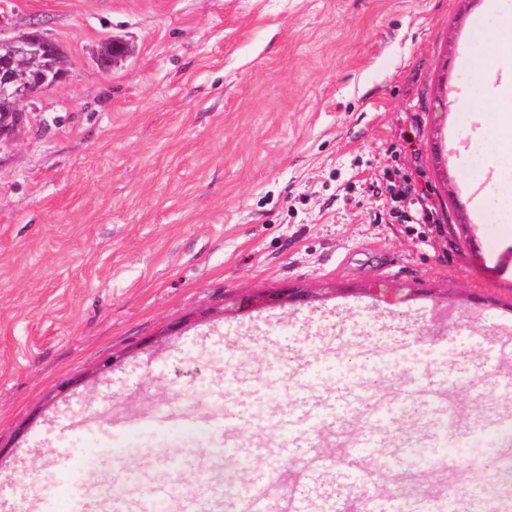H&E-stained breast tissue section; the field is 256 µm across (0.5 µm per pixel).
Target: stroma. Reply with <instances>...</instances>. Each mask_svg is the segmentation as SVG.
I'll list each match as a JSON object with an SVG mask.
<instances>
[{
    "mask_svg": "<svg viewBox=\"0 0 512 512\" xmlns=\"http://www.w3.org/2000/svg\"><path fill=\"white\" fill-rule=\"evenodd\" d=\"M482 2L0 0V43L36 22L69 61L0 134V512H75L65 446L111 447L131 417L127 452L91 474L162 476L180 452L193 487L215 440L156 427L166 407L193 420L228 375L272 373L239 430L262 443L297 366L333 387L383 357L381 437L436 431L397 402L419 381L471 432L424 490L512 491V472L469 466L503 452L483 422L512 424V218L483 150L494 74L467 64L496 37ZM110 38L126 52L104 70ZM378 283L412 297L379 301ZM291 288L308 299L233 308ZM464 333L488 345L460 361ZM485 372L497 388L474 392Z\"/></svg>",
    "mask_w": 512,
    "mask_h": 512,
    "instance_id": "1",
    "label": "stroma"
}]
</instances>
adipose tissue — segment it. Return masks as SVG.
I'll return each instance as SVG.
<instances>
[{
  "label": "adipose tissue",
  "mask_w": 512,
  "mask_h": 512,
  "mask_svg": "<svg viewBox=\"0 0 512 512\" xmlns=\"http://www.w3.org/2000/svg\"><path fill=\"white\" fill-rule=\"evenodd\" d=\"M485 16L494 18L498 24V36L486 52L471 63L476 73L488 70L499 72V85L485 88V102L499 99L503 92L512 93V8L504 9L503 0H485L482 9Z\"/></svg>",
  "instance_id": "1"
}]
</instances>
